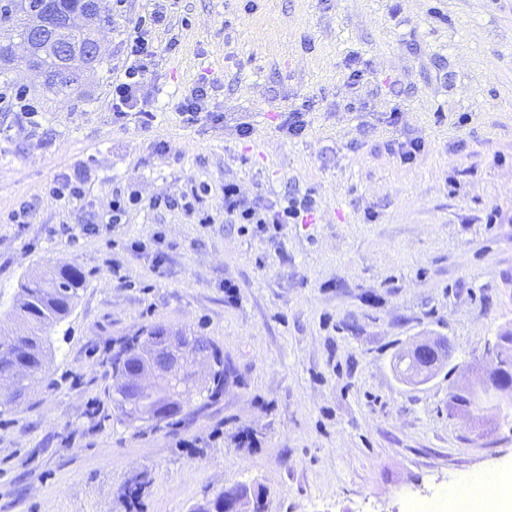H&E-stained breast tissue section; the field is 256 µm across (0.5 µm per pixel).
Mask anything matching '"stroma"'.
I'll return each mask as SVG.
<instances>
[{
  "label": "stroma",
  "mask_w": 512,
  "mask_h": 512,
  "mask_svg": "<svg viewBox=\"0 0 512 512\" xmlns=\"http://www.w3.org/2000/svg\"><path fill=\"white\" fill-rule=\"evenodd\" d=\"M151 7L127 0L71 91L6 83L28 86L37 114L0 105V295L65 263L86 283L49 332L41 383L0 413V512H193L238 483L263 489L266 512H409L512 474V424L450 416L460 373L408 384L397 363L445 337L467 365L512 328V0H177L145 129L115 119L112 84ZM202 71L224 120L187 126L172 103ZM405 140L423 145L408 163L393 151ZM75 172L81 202L45 194ZM191 181L211 184L214 223L144 207L83 230L114 189L147 200ZM228 183L317 208L247 232L224 220ZM23 203L28 223H9ZM154 327L206 337L224 391L173 424L124 422L112 354Z\"/></svg>",
  "instance_id": "obj_1"
}]
</instances>
